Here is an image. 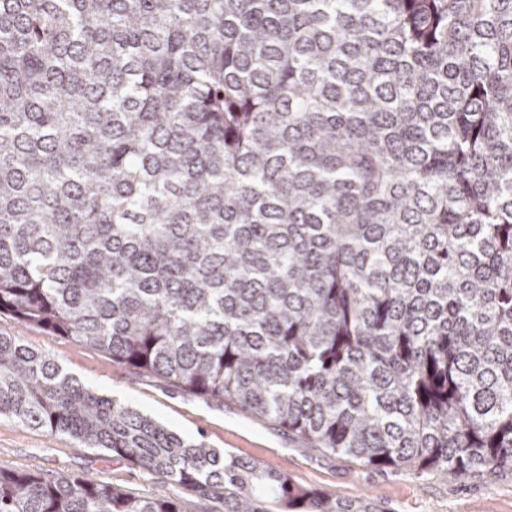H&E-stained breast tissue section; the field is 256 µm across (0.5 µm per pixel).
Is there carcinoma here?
Here are the masks:
<instances>
[{
  "mask_svg": "<svg viewBox=\"0 0 512 512\" xmlns=\"http://www.w3.org/2000/svg\"><path fill=\"white\" fill-rule=\"evenodd\" d=\"M369 466L512 470V0H0V315ZM217 512H371L0 335V418ZM0 512H181L0 467Z\"/></svg>",
  "mask_w": 512,
  "mask_h": 512,
  "instance_id": "cac0c4a2",
  "label": "carcinoma"
}]
</instances>
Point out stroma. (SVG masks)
I'll return each instance as SVG.
<instances>
[{
    "label": "stroma",
    "instance_id": "obj_1",
    "mask_svg": "<svg viewBox=\"0 0 512 512\" xmlns=\"http://www.w3.org/2000/svg\"><path fill=\"white\" fill-rule=\"evenodd\" d=\"M0 335L13 336L48 353L92 392L128 405L189 437L237 458L287 475L295 487L367 501L379 512H512V471L489 478H443L394 468H376L338 455L305 448L287 431L231 405L219 406L184 394L162 379L134 374L95 348L55 332L0 315ZM13 470L75 474L94 478L139 496L166 492L183 512H213V502L163 485L159 476L127 460L79 447L68 436L51 434L0 418V460Z\"/></svg>",
    "mask_w": 512,
    "mask_h": 512
}]
</instances>
